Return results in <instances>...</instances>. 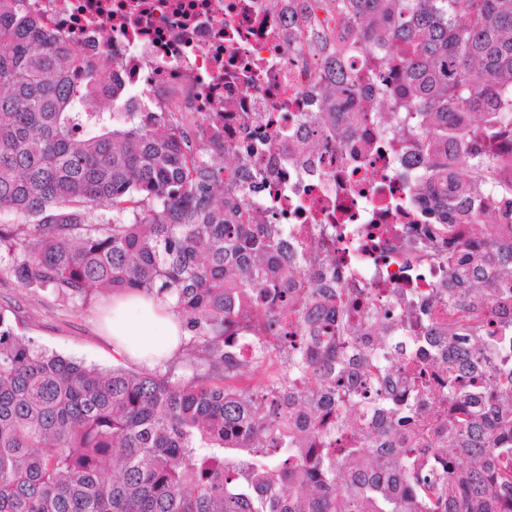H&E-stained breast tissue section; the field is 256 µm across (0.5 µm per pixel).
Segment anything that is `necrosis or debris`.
Instances as JSON below:
<instances>
[{
    "label": "necrosis or debris",
    "instance_id": "obj_1",
    "mask_svg": "<svg viewBox=\"0 0 512 512\" xmlns=\"http://www.w3.org/2000/svg\"><path fill=\"white\" fill-rule=\"evenodd\" d=\"M44 25L89 58L110 53L131 112L224 115V139L265 134L264 173L253 196L271 202L289 234L345 259L343 287L363 304H386L409 283L411 239L399 232L416 199L404 175L420 156L382 128L316 130L315 92L328 76L322 35H347L324 12L298 13L291 0H23ZM318 139L312 154L286 158L277 130Z\"/></svg>",
    "mask_w": 512,
    "mask_h": 512
}]
</instances>
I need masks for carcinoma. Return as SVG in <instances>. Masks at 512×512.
I'll return each instance as SVG.
<instances>
[{
  "label": "carcinoma",
  "mask_w": 512,
  "mask_h": 512,
  "mask_svg": "<svg viewBox=\"0 0 512 512\" xmlns=\"http://www.w3.org/2000/svg\"><path fill=\"white\" fill-rule=\"evenodd\" d=\"M0 0V261L64 300L170 298L176 384L18 333L0 308V512H512V0H294L348 25L319 126L389 122L419 151L425 239L455 318L412 293L367 309L336 257L252 198L221 116L98 109L124 87ZM382 79L394 112L343 110ZM112 211L96 224L87 216ZM469 224L468 249L455 228ZM253 390L228 381L273 365Z\"/></svg>",
  "instance_id": "carcinoma-1"
}]
</instances>
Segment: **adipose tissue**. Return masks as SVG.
<instances>
[{
    "label": "adipose tissue",
    "instance_id": "adipose-tissue-1",
    "mask_svg": "<svg viewBox=\"0 0 512 512\" xmlns=\"http://www.w3.org/2000/svg\"><path fill=\"white\" fill-rule=\"evenodd\" d=\"M103 329L116 354L150 365L172 354L180 334L169 304L138 294L113 298Z\"/></svg>",
    "mask_w": 512,
    "mask_h": 512
}]
</instances>
